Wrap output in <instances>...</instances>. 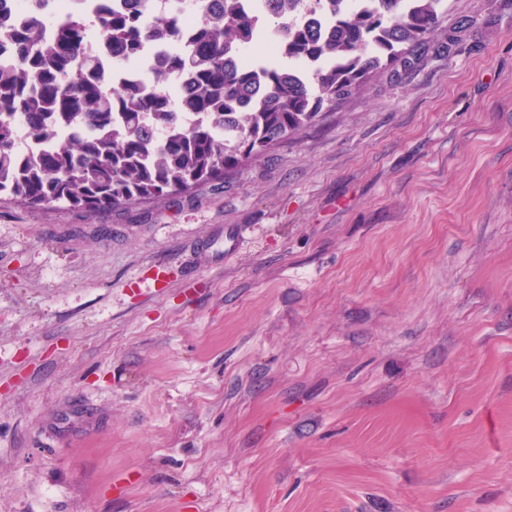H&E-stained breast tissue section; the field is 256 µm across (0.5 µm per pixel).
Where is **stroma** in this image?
Masks as SVG:
<instances>
[{"label": "stroma", "instance_id": "35a3bbf8", "mask_svg": "<svg viewBox=\"0 0 512 512\" xmlns=\"http://www.w3.org/2000/svg\"><path fill=\"white\" fill-rule=\"evenodd\" d=\"M443 9L222 185L0 200V512H512V0Z\"/></svg>", "mask_w": 512, "mask_h": 512}]
</instances>
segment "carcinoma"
<instances>
[{
  "mask_svg": "<svg viewBox=\"0 0 512 512\" xmlns=\"http://www.w3.org/2000/svg\"><path fill=\"white\" fill-rule=\"evenodd\" d=\"M96 2L93 27L85 15L72 14L44 41L40 23L31 21L12 33L20 53L0 57L1 197L97 213L222 184L244 159L362 89L369 74L398 62L410 65L409 55L445 18L443 0H411L410 10L406 0H374V7L340 18L328 36L316 25H278L288 52L245 67L232 58L257 39L258 22L243 0H219V13L167 56L166 71L105 86L99 61L84 52L86 35L107 41L120 66L175 31L177 18ZM317 59L312 74L297 73L300 61ZM181 73L191 75V85L178 99L169 86ZM186 112L199 120L177 127ZM82 123L92 132L19 156L18 127L42 137L53 124ZM162 127L169 131L160 139Z\"/></svg>",
  "mask_w": 512,
  "mask_h": 512,
  "instance_id": "cac0c4a2",
  "label": "carcinoma"
}]
</instances>
